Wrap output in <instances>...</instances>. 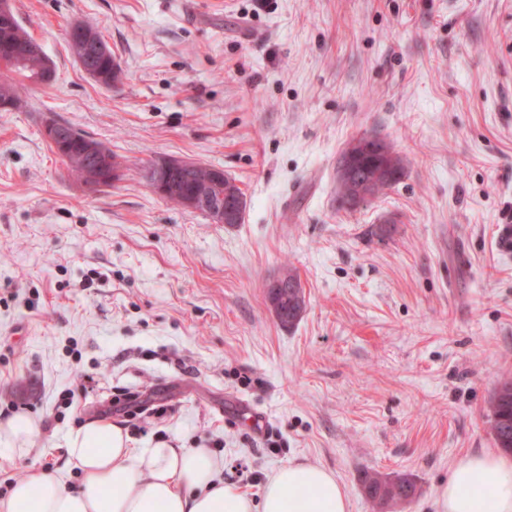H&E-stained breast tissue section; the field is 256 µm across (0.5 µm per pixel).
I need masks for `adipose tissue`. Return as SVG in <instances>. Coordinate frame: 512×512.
Masks as SVG:
<instances>
[{
  "label": "adipose tissue",
  "instance_id": "adipose-tissue-1",
  "mask_svg": "<svg viewBox=\"0 0 512 512\" xmlns=\"http://www.w3.org/2000/svg\"><path fill=\"white\" fill-rule=\"evenodd\" d=\"M40 435L35 418L0 420V446L25 453ZM66 453L81 471L77 487L35 471L0 498V512H348L343 485L327 469L283 465L251 497L224 480V461L207 448L161 441L134 448L123 427L92 420L71 432ZM442 512H512V459L489 451L463 457L438 492Z\"/></svg>",
  "mask_w": 512,
  "mask_h": 512
}]
</instances>
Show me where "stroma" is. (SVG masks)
Listing matches in <instances>:
<instances>
[{
    "label": "stroma",
    "mask_w": 512,
    "mask_h": 512,
    "mask_svg": "<svg viewBox=\"0 0 512 512\" xmlns=\"http://www.w3.org/2000/svg\"><path fill=\"white\" fill-rule=\"evenodd\" d=\"M55 69L0 112V419L52 421L0 484L52 465L109 412L131 445L206 447L259 495L291 462L331 470L349 512L360 477L409 474L391 512H439L460 457L494 448L489 401L512 378V0H13ZM98 26L123 70L81 68L68 23ZM106 143L123 178L91 193L43 136ZM400 180L339 208L361 135ZM160 158L223 169L243 223L155 194ZM306 307L266 299L283 267ZM78 399L55 413L61 393ZM125 390L164 418L113 411ZM278 447H268L267 433Z\"/></svg>",
    "instance_id": "obj_1"
}]
</instances>
